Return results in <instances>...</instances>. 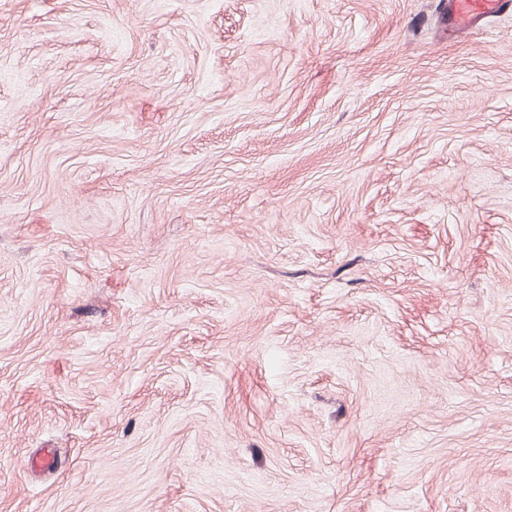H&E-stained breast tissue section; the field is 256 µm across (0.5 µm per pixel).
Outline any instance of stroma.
Returning a JSON list of instances; mask_svg holds the SVG:
<instances>
[{
	"label": "stroma",
	"mask_w": 512,
	"mask_h": 512,
	"mask_svg": "<svg viewBox=\"0 0 512 512\" xmlns=\"http://www.w3.org/2000/svg\"><path fill=\"white\" fill-rule=\"evenodd\" d=\"M0 0V512H512V12Z\"/></svg>",
	"instance_id": "35a3bbf8"
}]
</instances>
